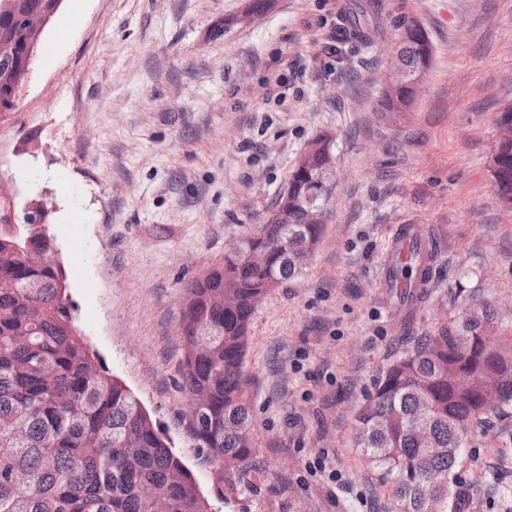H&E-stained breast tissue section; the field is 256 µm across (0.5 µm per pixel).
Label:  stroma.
Returning a JSON list of instances; mask_svg holds the SVG:
<instances>
[{"mask_svg": "<svg viewBox=\"0 0 512 512\" xmlns=\"http://www.w3.org/2000/svg\"><path fill=\"white\" fill-rule=\"evenodd\" d=\"M357 0H276L225 28L242 0H63L0 115V209L43 201L74 326L168 430L212 512H392L352 446L355 410L416 336L492 301L512 334V209L490 166L512 103V0H383L373 37L330 51ZM433 46L406 112H383L397 22ZM333 137L334 185L298 281L250 324L248 400L261 442L232 507L180 420L177 335L186 283L266 223L294 163ZM416 225L432 278L403 313L379 265ZM467 512H512V409L463 448ZM414 227L415 226L413 224H400L393 231L391 238V248L386 256L379 274L382 288H387L388 285L391 270L390 254L393 250L402 248V250L406 252L408 249H412V247L415 246L416 241H418L423 257L426 258L429 254L431 248L430 244L414 233Z\"/></svg>", "mask_w": 512, "mask_h": 512, "instance_id": "stroma-1", "label": "stroma"}]
</instances>
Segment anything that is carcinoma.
Wrapping results in <instances>:
<instances>
[{"mask_svg":"<svg viewBox=\"0 0 512 512\" xmlns=\"http://www.w3.org/2000/svg\"><path fill=\"white\" fill-rule=\"evenodd\" d=\"M381 8L382 0L357 7L344 33L370 41L368 15ZM399 27L401 60L417 69L428 35L406 19ZM21 77L15 59L0 57V95ZM410 98L407 87L386 89L380 109L392 112ZM494 160L496 194L512 209V135L501 136ZM288 184V223L258 225L192 279L180 315L178 385L189 398L207 397L201 408L189 407L186 431L197 456L215 466L226 506L260 448L244 371L255 303L267 282L281 285L303 273L322 235L304 204L321 200L319 187L295 170ZM55 245L33 224H0V512H152L146 490L166 512H209L160 424L77 335ZM249 249L268 252L265 269L241 263ZM430 275L418 255L396 263V278L408 284ZM498 321L486 302L420 337L383 371L356 413L353 447L396 512H448V504L461 503L455 469L464 439L488 411L481 390L495 388V407H512V336L498 334ZM475 370V387L460 389L457 375Z\"/></svg>","mask_w":512,"mask_h":512,"instance_id":"obj_1","label":"carcinoma"}]
</instances>
